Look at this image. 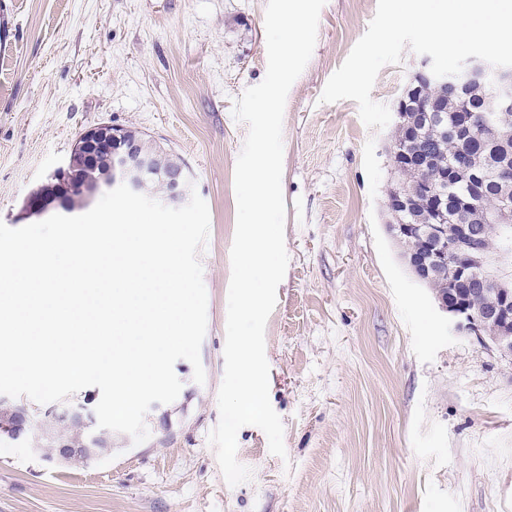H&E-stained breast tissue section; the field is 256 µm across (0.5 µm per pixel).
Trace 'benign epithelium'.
Segmentation results:
<instances>
[{"label": "benign epithelium", "instance_id": "benign-epithelium-1", "mask_svg": "<svg viewBox=\"0 0 512 512\" xmlns=\"http://www.w3.org/2000/svg\"><path fill=\"white\" fill-rule=\"evenodd\" d=\"M419 77L434 85L440 99L431 106V111L442 113L445 108L442 100L448 96H460L475 84L489 83L491 86L487 104L483 112H509L512 110V67H493L485 61L467 63L457 76L435 77L427 64H422ZM112 145V166L110 175L102 176L94 185H88L84 175L65 162L57 168L50 179L57 181L58 192L52 194L30 193L23 206L27 217H41L58 205L65 209L69 199L78 194L84 200L109 185L127 184L133 191L144 193V187L152 179L163 186V193L156 200L167 206L181 204L187 196L188 174L181 166H164L157 153L147 149L137 137L127 136L126 127L109 123L99 124L83 131L76 142L77 150L82 152L86 163L95 164L96 151L104 144ZM421 167L429 172L425 181L427 200L432 210L443 208V199L435 191L438 184L449 181H463L467 185V194L457 201L458 221L454 231L448 232L446 224L427 225L425 246L427 254L420 262L421 274H429L430 268L446 261L453 263L455 276L460 282L469 281L472 269L482 271V278L474 292L488 297V301L479 311H473L469 299L462 298L452 290L448 298L438 299L439 308L448 315L452 331L458 336L470 337L481 345H487L485 332L490 326H499L512 322V290L508 281L499 274L501 256L490 255L483 248L484 232L489 224H512V195L502 192L495 208L481 209V198L486 180L499 187L512 186V156L495 164L494 169L486 172L472 166L470 156L462 153L446 167L436 164L434 149L430 146L420 151ZM66 415L78 421L83 436L77 439L56 438L47 431L57 427L55 407L44 411L42 416L32 410L25 401L6 397L0 398V429L21 441L37 442L48 436L49 443L55 448L53 460L88 461L98 456V450L108 447L112 431L97 427L93 411L81 406L71 409Z\"/></svg>", "mask_w": 512, "mask_h": 512}]
</instances>
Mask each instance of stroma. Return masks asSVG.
<instances>
[{
	"instance_id": "35a3bbf8",
	"label": "stroma",
	"mask_w": 512,
	"mask_h": 512,
	"mask_svg": "<svg viewBox=\"0 0 512 512\" xmlns=\"http://www.w3.org/2000/svg\"><path fill=\"white\" fill-rule=\"evenodd\" d=\"M0 50V222L24 227L86 128L132 126L178 153L208 205L204 383L152 404L147 441L113 433L111 456L70 468L0 438V512H512V361L455 335L433 288L389 232L393 127L352 100L322 103L378 0H327L283 117L289 257L265 328L269 397L286 458L242 427L225 481L219 422L237 202L247 126L235 101L267 71V0H11ZM424 61L404 51L371 96L396 108Z\"/></svg>"
}]
</instances>
